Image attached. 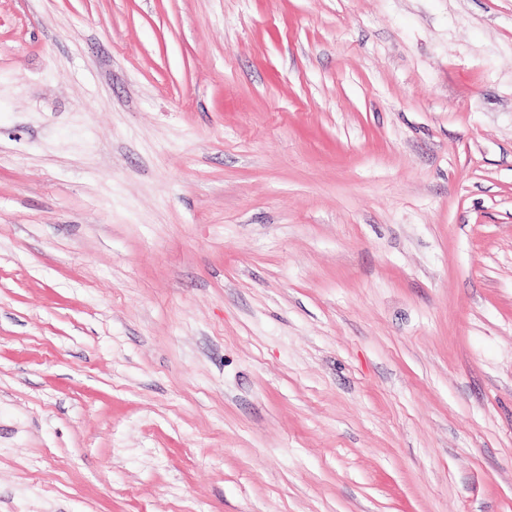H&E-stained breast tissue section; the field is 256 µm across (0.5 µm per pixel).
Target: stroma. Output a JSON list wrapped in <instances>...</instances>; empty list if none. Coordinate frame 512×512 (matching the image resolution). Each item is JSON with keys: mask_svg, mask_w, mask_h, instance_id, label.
Listing matches in <instances>:
<instances>
[{"mask_svg": "<svg viewBox=\"0 0 512 512\" xmlns=\"http://www.w3.org/2000/svg\"><path fill=\"white\" fill-rule=\"evenodd\" d=\"M0 512H512V0H0Z\"/></svg>", "mask_w": 512, "mask_h": 512, "instance_id": "35a3bbf8", "label": "stroma"}]
</instances>
